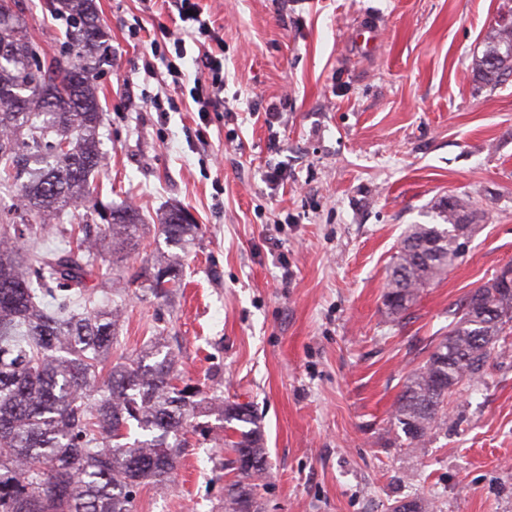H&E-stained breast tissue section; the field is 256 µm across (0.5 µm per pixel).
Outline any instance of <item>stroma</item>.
<instances>
[{
  "instance_id": "35a3bbf8",
  "label": "stroma",
  "mask_w": 512,
  "mask_h": 512,
  "mask_svg": "<svg viewBox=\"0 0 512 512\" xmlns=\"http://www.w3.org/2000/svg\"><path fill=\"white\" fill-rule=\"evenodd\" d=\"M94 2L112 59L97 78L102 199L135 204L150 225L176 202L198 226L179 253L186 285L163 306L126 284L163 239L98 257L121 307L114 355L166 325L202 397L251 406L267 456L257 512H390L413 495L437 512H512V352H492L484 385L451 398L426 448L407 452L392 419L459 300L512 264V78L470 75L512 0H203L224 38L225 105L204 120L193 98L150 105L169 78L144 31L172 24L166 0ZM21 3L59 55L65 15ZM363 22L379 33L370 51ZM273 106L286 117L270 128ZM274 166L287 178L273 189ZM464 194L478 205L468 252L392 322L383 295L401 236ZM230 458L188 435L168 483L141 485L134 512H224Z\"/></svg>"
}]
</instances>
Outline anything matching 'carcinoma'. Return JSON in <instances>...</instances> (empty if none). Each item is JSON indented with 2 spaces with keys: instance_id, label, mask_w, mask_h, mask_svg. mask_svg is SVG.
Instances as JSON below:
<instances>
[{
  "instance_id": "obj_1",
  "label": "carcinoma",
  "mask_w": 512,
  "mask_h": 512,
  "mask_svg": "<svg viewBox=\"0 0 512 512\" xmlns=\"http://www.w3.org/2000/svg\"><path fill=\"white\" fill-rule=\"evenodd\" d=\"M71 16L64 58L46 61L20 22V0L0 20V190L18 203L0 212V512H133L141 484H161L177 466L173 452L191 426L200 389L175 369L163 337L136 357L110 362L119 308L88 288L97 254L136 249L145 221L132 205L101 218L92 179L105 160L96 78L109 64L105 31L93 0H57ZM487 85L512 76V28L501 25L472 64ZM475 203L450 196L436 223L412 224L387 269L383 304L400 320L419 291L461 258L471 240ZM68 221L71 228L61 226ZM197 225L172 205L155 234L184 249ZM57 235L59 245L30 243ZM183 266L171 253L134 271L130 281L165 302L180 287ZM512 326V284L494 276L457 304L456 318L425 361L405 378L393 411L408 450L448 425V400L479 386L492 351ZM108 369L107 379L98 375ZM224 447L239 480L224 488L225 512H255L245 479H259L266 459L261 427L246 404L214 405ZM146 438L127 446L131 424ZM391 512H435L430 499L396 501Z\"/></svg>"
}]
</instances>
